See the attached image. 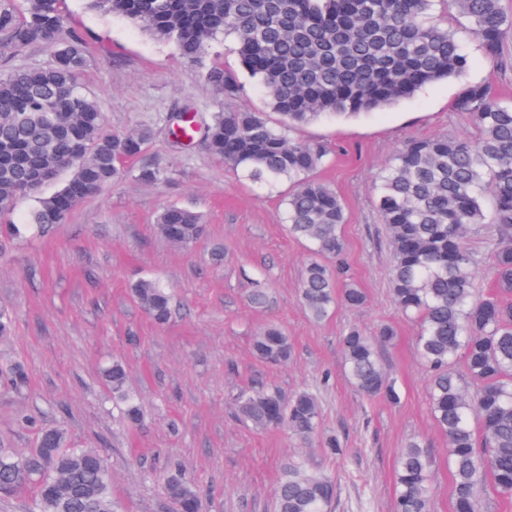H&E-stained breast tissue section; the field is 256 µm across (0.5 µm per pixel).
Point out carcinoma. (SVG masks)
I'll use <instances>...</instances> for the list:
<instances>
[{
    "label": "carcinoma",
    "mask_w": 512,
    "mask_h": 512,
    "mask_svg": "<svg viewBox=\"0 0 512 512\" xmlns=\"http://www.w3.org/2000/svg\"><path fill=\"white\" fill-rule=\"evenodd\" d=\"M64 0H0V48L39 45L49 65L18 68L0 77V217L31 196L30 180L66 175L53 193L40 196L30 223L46 229L67 220L73 207L121 180L124 161L139 155L150 138L142 129L117 133L77 81L87 64L84 39L64 27ZM433 0H89L90 7L121 15L180 53L200 61L219 36H233L241 67L283 117L272 124L261 112L224 110L203 129L209 151L248 179L295 184L285 199L288 232L310 244L314 259L301 284L310 315L321 320L340 305L360 307L362 289L339 263L345 207L336 191L312 178L327 156L317 142L293 138L299 125L326 116H351L391 106L423 86L468 66L454 33L431 25ZM467 18L484 56L502 60L512 38V18L500 0H448ZM206 79L235 102L239 76L220 64ZM478 137H434L407 141L377 187V207L392 250L393 301L420 323L417 351L430 372L431 413L448 440L453 512H477L493 490L512 497V105L491 86L472 84L454 100ZM488 224L492 232L494 288L473 286L475 259L468 231ZM163 239L189 246L204 225L196 212L170 204L157 216ZM137 304L158 324L172 310V296L158 280L131 287ZM395 331L384 326L367 336L351 328L341 336L345 370L359 392L394 402L398 393L386 375L377 344ZM255 355L286 363L293 346L276 325L254 338ZM463 362L472 391L456 373ZM125 419L140 421L126 389L127 373L116 360L105 371ZM240 417L257 428H282L307 439L318 429L317 398L308 391L286 397L262 388L238 400ZM34 512H115L112 477L95 448H70L59 428H39L35 447L19 454L0 447V494L26 487ZM174 512H199L198 493L185 473L164 477ZM334 480L309 468L301 457L283 465L273 512H329ZM395 512H430L429 459L417 442L397 460Z\"/></svg>",
    "instance_id": "carcinoma-1"
}]
</instances>
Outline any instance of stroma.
<instances>
[{
  "label": "stroma",
  "instance_id": "35a3bbf8",
  "mask_svg": "<svg viewBox=\"0 0 512 512\" xmlns=\"http://www.w3.org/2000/svg\"><path fill=\"white\" fill-rule=\"evenodd\" d=\"M66 28L88 43L81 81L112 131L151 132L127 176L78 204L51 234L28 227L34 199L10 216L22 237L0 238V310L13 317L0 336V365L22 364L29 383L13 391L0 379V445L26 451L33 425L59 427L73 448H95L112 471L117 512H173L161 474L178 468L201 491L200 512H273L280 470L289 456L333 477L330 512H394L396 461L410 440L428 450L432 512H452L448 443L430 414V375L415 345L416 321L394 305L391 248L375 187L394 153L412 138L466 136L475 129L452 104L462 87L489 84L512 104V39L505 66L487 62L467 21L434 0L429 19L454 32L470 58L458 77L428 84L397 105L349 119L323 118L296 130L330 153L317 171L346 205L342 229L350 274L367 296L358 308L339 307L312 319L299 285L312 255L284 227L287 183L260 185L224 166L202 137L176 143L169 117L189 109L208 122L224 107L205 79L204 65L141 31L126 18L65 0ZM162 178L139 180L142 166ZM178 204L202 214L206 234L189 248L154 229L159 210ZM160 278L174 294L169 322L157 325L134 301L132 282ZM267 293L252 304V289ZM280 326L294 352L288 363L260 360L254 337ZM389 325L395 341L380 347L398 402L372 400L344 373L340 338L352 327L366 334ZM128 370V388L142 413L132 427L112 402L102 372L113 360ZM261 385L285 396L315 393L321 434L337 436L343 458L318 441L261 431L241 422L238 396Z\"/></svg>",
  "mask_w": 512,
  "mask_h": 512
}]
</instances>
